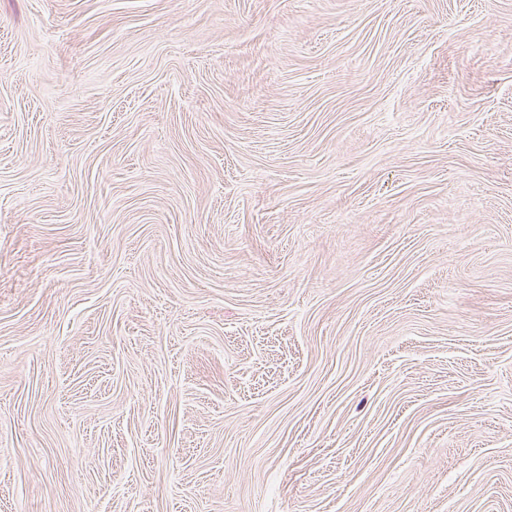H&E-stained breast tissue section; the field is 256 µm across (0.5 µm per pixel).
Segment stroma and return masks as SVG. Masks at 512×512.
<instances>
[{"label":"stroma","instance_id":"35a3bbf8","mask_svg":"<svg viewBox=\"0 0 512 512\" xmlns=\"http://www.w3.org/2000/svg\"><path fill=\"white\" fill-rule=\"evenodd\" d=\"M0 512H512V0H0Z\"/></svg>","mask_w":512,"mask_h":512}]
</instances>
